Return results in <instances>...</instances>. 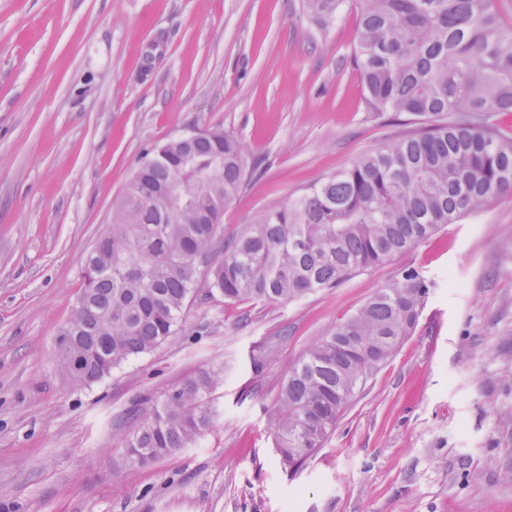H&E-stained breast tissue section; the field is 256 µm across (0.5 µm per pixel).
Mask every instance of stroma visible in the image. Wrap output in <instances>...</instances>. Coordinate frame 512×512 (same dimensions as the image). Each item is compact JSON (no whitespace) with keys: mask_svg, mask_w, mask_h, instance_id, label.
Wrapping results in <instances>:
<instances>
[{"mask_svg":"<svg viewBox=\"0 0 512 512\" xmlns=\"http://www.w3.org/2000/svg\"><path fill=\"white\" fill-rule=\"evenodd\" d=\"M358 0H0V512H512V196L290 302L196 301L176 336L77 387L56 341L82 259L145 149L219 127L252 170L224 235L417 131L370 111ZM418 326L300 467L270 411L307 347L402 268ZM224 366L197 444L124 464L135 410ZM304 10L313 21L326 28L335 19L342 0H302Z\"/></svg>","mask_w":512,"mask_h":512,"instance_id":"1","label":"stroma"}]
</instances>
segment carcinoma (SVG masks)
<instances>
[{
  "label": "carcinoma",
  "instance_id": "obj_1",
  "mask_svg": "<svg viewBox=\"0 0 512 512\" xmlns=\"http://www.w3.org/2000/svg\"><path fill=\"white\" fill-rule=\"evenodd\" d=\"M326 28L342 0H302ZM353 64L375 112L426 128L367 153L224 239L219 214L245 184L246 146L222 130L143 152L112 203V223L83 259V285L57 341L58 366L91 385L175 334L200 297L290 301L331 290L512 195V26L497 0H363ZM433 283L403 269L294 364L271 412L275 448L297 467L323 447L341 411L416 328ZM85 355L72 370L70 352ZM224 368L186 379L140 409L119 439L127 463L187 448L211 426Z\"/></svg>",
  "mask_w": 512,
  "mask_h": 512
}]
</instances>
